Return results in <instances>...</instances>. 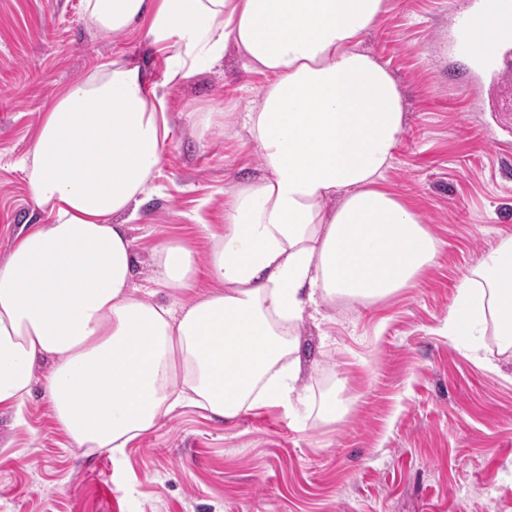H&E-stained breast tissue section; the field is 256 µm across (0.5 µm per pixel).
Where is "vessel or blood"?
Segmentation results:
<instances>
[{
  "mask_svg": "<svg viewBox=\"0 0 512 512\" xmlns=\"http://www.w3.org/2000/svg\"><path fill=\"white\" fill-rule=\"evenodd\" d=\"M448 34L449 50L468 57L484 76L512 66V0H471Z\"/></svg>",
  "mask_w": 512,
  "mask_h": 512,
  "instance_id": "vessel-or-blood-1",
  "label": "vessel or blood"
}]
</instances>
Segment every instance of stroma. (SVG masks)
<instances>
[{
    "mask_svg": "<svg viewBox=\"0 0 512 512\" xmlns=\"http://www.w3.org/2000/svg\"><path fill=\"white\" fill-rule=\"evenodd\" d=\"M470 0H386L364 46L396 78L405 124L385 182L442 242L418 284L388 300L338 298L305 316V408L266 407L223 421L179 408L120 453L76 448L43 386L22 415L0 411V512H512V350L484 338L494 369L446 335L461 282L512 233V126L493 110L500 81L472 80L449 53ZM124 56L160 72L139 34L101 36L83 0H0V261L22 225L49 223L18 160L47 105L97 65ZM264 75L235 54L170 89L171 137L128 232L134 284L151 285L153 252L190 241L193 297L214 288L203 225L222 229L224 193L261 158L236 124ZM199 112L224 131L199 137ZM343 407L325 422L322 405Z\"/></svg>",
    "mask_w": 512,
    "mask_h": 512,
    "instance_id": "stroma-1",
    "label": "stroma"
}]
</instances>
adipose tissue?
Masks as SVG:
<instances>
[{
  "mask_svg": "<svg viewBox=\"0 0 512 512\" xmlns=\"http://www.w3.org/2000/svg\"><path fill=\"white\" fill-rule=\"evenodd\" d=\"M385 0H84L99 31H140L162 82L113 59L48 105L20 164L52 223L0 262V410L21 413L43 361L74 447L122 452L182 406L230 421L304 402L298 328L319 300L385 301L414 287L442 244L383 183L403 128L389 69L362 49ZM235 50L269 81L242 116L258 176L234 185L225 226L203 225L216 288L172 309L136 294L125 217L155 187L167 88ZM165 295L193 288L183 241L154 252ZM512 347V235L461 284L446 332L485 362L488 328Z\"/></svg>",
  "mask_w": 512,
  "mask_h": 512,
  "instance_id": "adipose-tissue-1",
  "label": "adipose tissue"
}]
</instances>
